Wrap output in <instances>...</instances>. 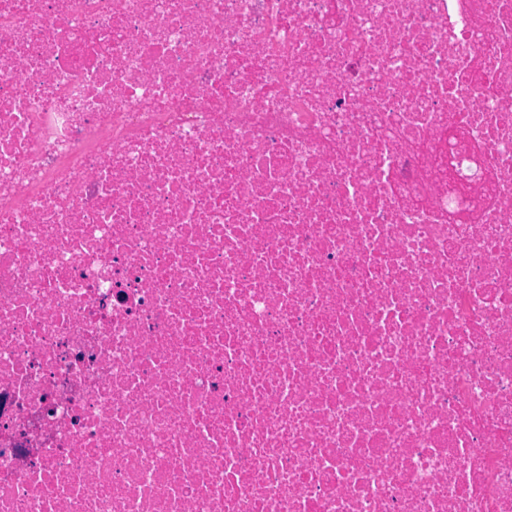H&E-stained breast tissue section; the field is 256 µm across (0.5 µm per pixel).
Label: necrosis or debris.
<instances>
[{
	"label": "necrosis or debris",
	"instance_id": "4bbe7bcc",
	"mask_svg": "<svg viewBox=\"0 0 512 512\" xmlns=\"http://www.w3.org/2000/svg\"><path fill=\"white\" fill-rule=\"evenodd\" d=\"M0 512H512V0H0Z\"/></svg>",
	"mask_w": 512,
	"mask_h": 512
}]
</instances>
